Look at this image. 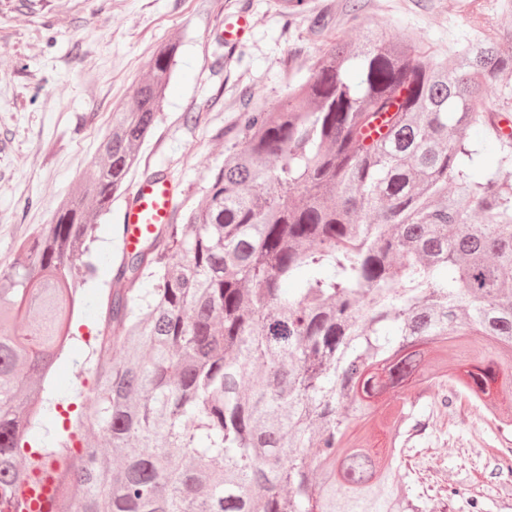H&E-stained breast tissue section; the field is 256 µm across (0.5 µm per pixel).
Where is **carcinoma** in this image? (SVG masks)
I'll use <instances>...</instances> for the list:
<instances>
[{
    "mask_svg": "<svg viewBox=\"0 0 512 512\" xmlns=\"http://www.w3.org/2000/svg\"><path fill=\"white\" fill-rule=\"evenodd\" d=\"M178 53L155 47L103 162L0 271V512H29L22 488L50 471L74 512H429L394 474L428 405L448 407L451 384L512 426V96L487 99L512 37L477 29L428 62L414 38L368 31L241 113L186 223L175 213L122 252L89 411L53 435L64 398L45 383L96 273L94 219ZM369 424L383 446L356 435ZM33 432L49 442L29 454Z\"/></svg>",
    "mask_w": 512,
    "mask_h": 512,
    "instance_id": "cac0c4a2",
    "label": "carcinoma"
}]
</instances>
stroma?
Instances as JSON below:
<instances>
[{
    "instance_id": "1",
    "label": "stroma",
    "mask_w": 512,
    "mask_h": 512,
    "mask_svg": "<svg viewBox=\"0 0 512 512\" xmlns=\"http://www.w3.org/2000/svg\"><path fill=\"white\" fill-rule=\"evenodd\" d=\"M503 0H310L309 12L285 24L277 0H0V270L18 242L50 223L60 203L98 158L118 112L148 75L154 47L180 42L157 121L139 150L122 194L98 221L97 275L77 298L74 337L49 379L71 412L93 396L85 360L103 329L98 302L110 262L122 245V214L145 175L165 174L180 212L197 207L211 173L237 140L238 118L268 109L307 80L320 51L354 45L360 27L418 38L447 56L478 26L500 29ZM245 13L241 43L224 28ZM357 22H350V13ZM325 19L311 26L313 14ZM196 122H187V114ZM427 428L402 457L397 479L433 492L431 512H512V484L498 464L507 443L467 404L426 411ZM456 490L443 502L436 487Z\"/></svg>"
}]
</instances>
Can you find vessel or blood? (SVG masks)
<instances>
[{
  "label": "vessel or blood",
  "mask_w": 512,
  "mask_h": 512,
  "mask_svg": "<svg viewBox=\"0 0 512 512\" xmlns=\"http://www.w3.org/2000/svg\"><path fill=\"white\" fill-rule=\"evenodd\" d=\"M174 205V189L168 179L155 175L144 177L127 205L124 215V245H138L145 231L153 225L168 223Z\"/></svg>",
  "instance_id": "1"
}]
</instances>
